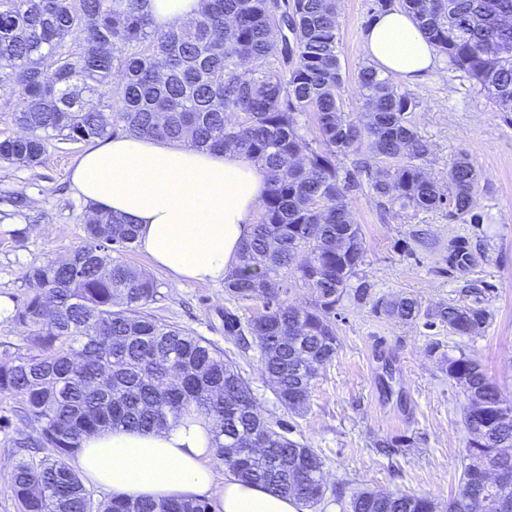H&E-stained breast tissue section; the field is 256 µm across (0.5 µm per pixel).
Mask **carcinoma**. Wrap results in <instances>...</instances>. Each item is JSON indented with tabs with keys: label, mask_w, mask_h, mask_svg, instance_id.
<instances>
[{
	"label": "carcinoma",
	"mask_w": 512,
	"mask_h": 512,
	"mask_svg": "<svg viewBox=\"0 0 512 512\" xmlns=\"http://www.w3.org/2000/svg\"><path fill=\"white\" fill-rule=\"evenodd\" d=\"M395 5L451 69L512 112V0H374L380 11ZM337 45L336 0H202L196 17L166 30L153 26L147 0H0V87L20 97L0 102L20 130L0 139V163L33 168L57 144L124 134L232 150L262 166L260 216L224 279L230 298L258 307L244 324L224 310V330L255 337L263 374L291 416L307 412L318 370L336 354L345 296L459 337L482 335L490 320L478 306L430 311L411 296L375 298L365 283L353 286L365 245L337 157L367 144L371 191L403 210H442L463 224L482 214L466 156L450 159L442 180L425 170L431 149L411 121L414 94L366 65L363 110L345 111ZM137 236L131 220L91 205L85 241L26 273L12 312L24 352L0 360V394L22 397L41 451L12 462L18 512H211L200 499H96L69 464L94 432L161 427L193 412L211 420L215 455L244 482L316 512L329 492L322 456L263 415L217 345L149 312L163 298L159 284L124 260ZM472 261L466 243L450 246V266ZM291 280L307 290L305 303L288 301ZM440 361L466 399L457 492L446 505L366 489L346 500L338 485L329 493L342 512H512V478L479 479L488 464L512 474V400L474 355L443 352ZM254 440L264 451L238 457Z\"/></svg>",
	"instance_id": "1"
}]
</instances>
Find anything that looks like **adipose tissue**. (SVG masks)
<instances>
[{
    "label": "adipose tissue",
    "mask_w": 512,
    "mask_h": 512,
    "mask_svg": "<svg viewBox=\"0 0 512 512\" xmlns=\"http://www.w3.org/2000/svg\"><path fill=\"white\" fill-rule=\"evenodd\" d=\"M383 75L416 83L435 66L433 46L410 14L394 7L364 35ZM74 194L139 226L137 242L174 283L223 280L264 199L263 169L233 152L122 135L87 148L71 170ZM212 423L203 415L146 431L101 430L85 437L76 470L122 499L212 500L214 512H299L295 499L217 473Z\"/></svg>",
    "instance_id": "ef3b65f1"
}]
</instances>
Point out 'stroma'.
I'll return each instance as SVG.
<instances>
[{
  "mask_svg": "<svg viewBox=\"0 0 512 512\" xmlns=\"http://www.w3.org/2000/svg\"><path fill=\"white\" fill-rule=\"evenodd\" d=\"M371 6L372 0H340L341 94L354 113L362 109L357 75L369 63L363 33L374 18ZM409 90L420 101L412 120L431 145L428 172L443 177L451 158L467 154L479 173L476 201L483 221L460 224L442 211L384 207L360 168L368 151L339 157L340 175L354 182L346 203L365 239L360 275L374 296L412 295L426 308L448 302L480 306L489 311L490 323L482 335L459 337L421 319L405 324L343 299L336 307L337 353L320 369L307 413L289 423L294 439L322 453L328 487L340 484L349 494L367 488L421 495L444 503L457 489L467 433L464 396L442 372L440 353L474 354L512 398V112L499 111L441 54L435 71ZM83 150L80 143L61 145L31 169L0 163V299L16 303L26 290L30 266L58 260L82 243L88 204L75 196L69 174ZM17 192L29 197L28 207L12 204ZM454 241L466 242L474 255L466 270L448 268ZM125 260L152 275L165 295L151 305V313L223 349L225 361L248 378L262 412L284 416L261 373L258 347L241 352L225 336L219 317L229 308L248 319L256 303L230 299L220 282L175 284L137 247ZM21 407L20 397L0 396V512H17L9 464L17 441L36 431Z\"/></svg>",
  "mask_w": 512,
  "mask_h": 512,
  "instance_id": "35a3bbf8",
  "label": "stroma"
}]
</instances>
